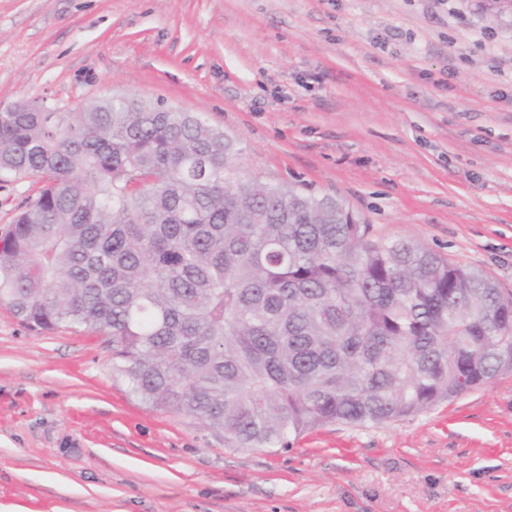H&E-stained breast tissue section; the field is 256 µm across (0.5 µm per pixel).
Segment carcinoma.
I'll return each mask as SVG.
<instances>
[{
  "instance_id": "cac0c4a2",
  "label": "carcinoma",
  "mask_w": 512,
  "mask_h": 512,
  "mask_svg": "<svg viewBox=\"0 0 512 512\" xmlns=\"http://www.w3.org/2000/svg\"><path fill=\"white\" fill-rule=\"evenodd\" d=\"M235 138L162 102L0 108V180L43 179L0 237V305L112 339L147 407L287 448L379 426L512 371V293L344 201L238 174Z\"/></svg>"
}]
</instances>
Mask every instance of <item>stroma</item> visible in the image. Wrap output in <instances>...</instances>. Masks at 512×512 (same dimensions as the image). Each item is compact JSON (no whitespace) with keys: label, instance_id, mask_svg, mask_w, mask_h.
<instances>
[{"label":"stroma","instance_id":"obj_1","mask_svg":"<svg viewBox=\"0 0 512 512\" xmlns=\"http://www.w3.org/2000/svg\"><path fill=\"white\" fill-rule=\"evenodd\" d=\"M164 101L241 176L342 198L512 290V10L493 0H0V106ZM40 188L0 182V232ZM0 512H512V372L270 453L151 410L106 337L0 307Z\"/></svg>","mask_w":512,"mask_h":512}]
</instances>
